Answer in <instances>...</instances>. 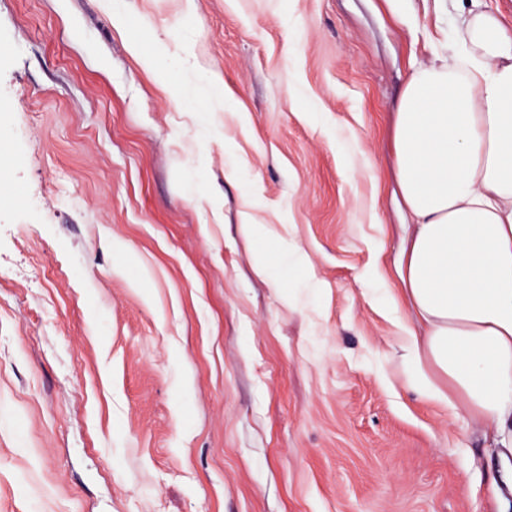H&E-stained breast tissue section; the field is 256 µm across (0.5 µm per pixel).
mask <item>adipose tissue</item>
I'll return each mask as SVG.
<instances>
[{
	"label": "adipose tissue",
	"instance_id": "ef3b65f1",
	"mask_svg": "<svg viewBox=\"0 0 512 512\" xmlns=\"http://www.w3.org/2000/svg\"><path fill=\"white\" fill-rule=\"evenodd\" d=\"M455 34L449 57L415 66L395 119L416 323L398 356L421 397L512 444V28L470 0Z\"/></svg>",
	"mask_w": 512,
	"mask_h": 512
}]
</instances>
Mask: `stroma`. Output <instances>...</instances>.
<instances>
[{
	"label": "stroma",
	"mask_w": 512,
	"mask_h": 512,
	"mask_svg": "<svg viewBox=\"0 0 512 512\" xmlns=\"http://www.w3.org/2000/svg\"><path fill=\"white\" fill-rule=\"evenodd\" d=\"M462 8L0 0V512H512L394 355L396 106Z\"/></svg>",
	"instance_id": "1"
}]
</instances>
